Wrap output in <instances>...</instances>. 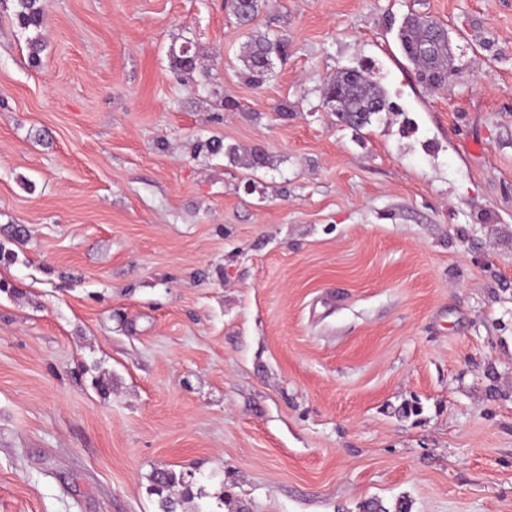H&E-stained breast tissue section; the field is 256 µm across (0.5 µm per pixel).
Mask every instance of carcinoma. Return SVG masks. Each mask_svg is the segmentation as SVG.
<instances>
[{"instance_id":"obj_1","label":"carcinoma","mask_w":512,"mask_h":512,"mask_svg":"<svg viewBox=\"0 0 512 512\" xmlns=\"http://www.w3.org/2000/svg\"><path fill=\"white\" fill-rule=\"evenodd\" d=\"M15 16L23 30H39L45 26L46 15L41 0H15ZM229 8L240 22L247 23L258 12V0H230ZM444 29L443 24L418 15L407 16L400 29L399 41L407 60L414 66L420 83L440 88L448 81V66L452 56L448 55V43L442 42L428 55L421 54L424 45L433 41L437 31ZM288 57V38L284 35L269 37L260 35L250 38L246 45L243 76L245 81L255 87H262L271 77L272 68L265 63L266 58ZM372 70L358 66L343 68L336 72L333 80L327 84L324 94L336 93V103L340 112L337 119L346 127L358 132L372 123L376 112L401 114L390 101L387 91L371 76ZM164 483L163 492L152 490L158 497L160 512H178L184 505L189 492L177 496L173 488L185 484L184 477L167 469H160L152 475V484ZM362 512H409L406 502H396L394 509L387 508L381 501L373 500L362 505Z\"/></svg>"}]
</instances>
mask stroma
<instances>
[{
    "label": "stroma",
    "mask_w": 512,
    "mask_h": 512,
    "mask_svg": "<svg viewBox=\"0 0 512 512\" xmlns=\"http://www.w3.org/2000/svg\"><path fill=\"white\" fill-rule=\"evenodd\" d=\"M42 4L36 67L0 5V512H159V469L184 512H512V0ZM363 63L405 115L357 133L322 93ZM443 24L427 16L409 15L400 29L399 41L407 60L414 66L420 83L431 88H440L448 81V66L452 55L448 56V43L443 41L428 55H422L424 45L433 41L437 31L445 30ZM431 45L422 51L429 53ZM244 56L245 81L255 87H262L271 77L272 68L265 63L267 57L285 60L288 57V38L284 35H260L249 37ZM158 481H163L164 490L162 493L156 490ZM152 493L158 497V504L160 512H178L184 505L186 496L189 495V489L185 486L183 476H177L175 472L167 469H160L154 472L151 478ZM183 485L186 491L181 495L176 496L173 493V488Z\"/></svg>",
    "instance_id": "stroma-1"
}]
</instances>
